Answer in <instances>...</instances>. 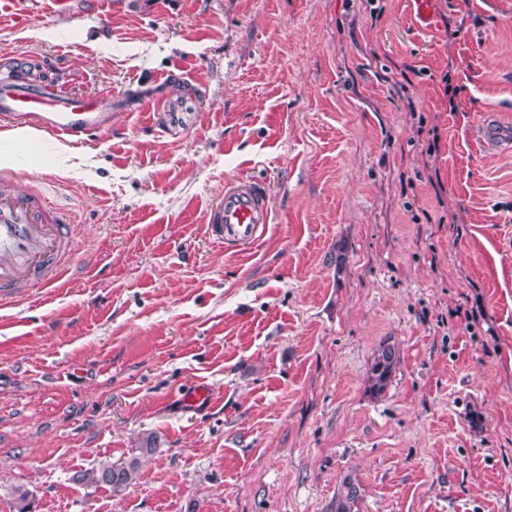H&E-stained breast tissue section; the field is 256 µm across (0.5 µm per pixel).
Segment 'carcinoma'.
I'll return each instance as SVG.
<instances>
[{
    "mask_svg": "<svg viewBox=\"0 0 512 512\" xmlns=\"http://www.w3.org/2000/svg\"><path fill=\"white\" fill-rule=\"evenodd\" d=\"M398 353L394 345L384 342L377 349L369 368L368 386L376 393H382L395 370ZM158 452V437L146 433L141 439L138 454L123 461H101L97 465L77 471L72 479L88 487L108 490L117 496L125 492L139 479L142 459ZM16 512H33L32 497L22 486L12 488ZM362 493L359 483L351 478H343L336 490L332 512H359Z\"/></svg>",
    "mask_w": 512,
    "mask_h": 512,
    "instance_id": "obj_1",
    "label": "carcinoma"
}]
</instances>
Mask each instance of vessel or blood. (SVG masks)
<instances>
[{"label":"vessel or blood","mask_w":512,"mask_h":512,"mask_svg":"<svg viewBox=\"0 0 512 512\" xmlns=\"http://www.w3.org/2000/svg\"><path fill=\"white\" fill-rule=\"evenodd\" d=\"M0 121L37 127L81 143L111 128L112 115L94 97H76L38 83H0ZM271 221L267 189L236 179L206 215L221 243L255 244ZM75 234L67 216L10 169L0 170V305H13L27 289L52 288L71 270Z\"/></svg>","instance_id":"obj_1"}]
</instances>
